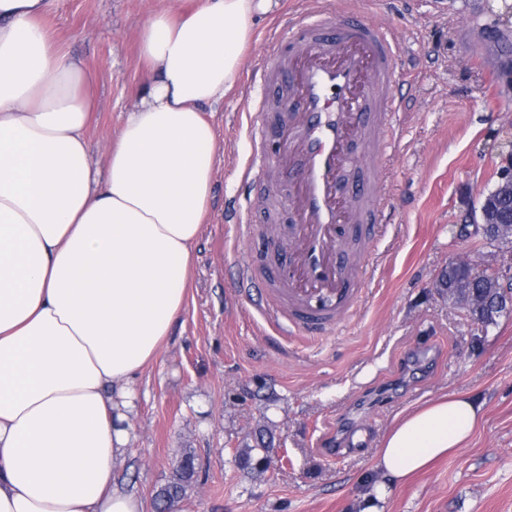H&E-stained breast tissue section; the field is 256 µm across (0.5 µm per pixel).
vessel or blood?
Returning <instances> with one entry per match:
<instances>
[{
    "instance_id": "1",
    "label": "vessel or blood",
    "mask_w": 512,
    "mask_h": 512,
    "mask_svg": "<svg viewBox=\"0 0 512 512\" xmlns=\"http://www.w3.org/2000/svg\"><path fill=\"white\" fill-rule=\"evenodd\" d=\"M402 47L387 29L321 6L281 30L258 73L262 84L284 83L271 111L254 112L245 174L294 164L284 192L292 228L289 262L277 275L250 273L282 328L325 334L344 324L361 301L374 261L367 225L385 221L388 195L379 172L400 146L391 115ZM281 139L277 155L266 135ZM371 155L361 166L359 154Z\"/></svg>"
}]
</instances>
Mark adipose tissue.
I'll use <instances>...</instances> for the list:
<instances>
[{
	"label": "adipose tissue",
	"mask_w": 512,
	"mask_h": 512,
	"mask_svg": "<svg viewBox=\"0 0 512 512\" xmlns=\"http://www.w3.org/2000/svg\"><path fill=\"white\" fill-rule=\"evenodd\" d=\"M53 0H0V512H143L113 482L137 373L185 309L210 209L205 109L231 91L273 0H183L139 33L135 107L90 160L88 65L64 50ZM464 395L406 412L376 453L401 482L462 447Z\"/></svg>",
	"instance_id": "obj_1"
}]
</instances>
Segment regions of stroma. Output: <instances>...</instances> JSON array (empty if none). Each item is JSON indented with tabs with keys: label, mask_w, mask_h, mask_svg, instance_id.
I'll return each mask as SVG.
<instances>
[{
	"label": "stroma",
	"mask_w": 512,
	"mask_h": 512,
	"mask_svg": "<svg viewBox=\"0 0 512 512\" xmlns=\"http://www.w3.org/2000/svg\"><path fill=\"white\" fill-rule=\"evenodd\" d=\"M310 0H277L256 14L243 69L207 118L217 163L210 215L193 249L186 306L158 355L135 380L126 453L114 464L144 512L192 451L197 478L172 512H367L381 483L376 452L397 417L443 395L464 394L482 409L463 447L402 482L379 512H512V313L481 327L436 286L457 256L482 265L512 261V244L487 243L463 213L495 186L501 151L512 145V19L503 0H358L366 19L391 29L404 54L399 88L408 111L388 163L389 221L352 318L309 338L284 336L258 296L242 287L248 266L286 232L287 212L264 202L284 171L244 185L251 153L247 115L274 97L254 76L285 19ZM180 0H54L50 22L65 49L95 77L98 110L88 130L91 162L103 166L140 80L137 38L156 11ZM256 201L251 231L224 222V203ZM359 423L367 448L328 459L318 440L338 441ZM267 447L264 471L238 455Z\"/></svg>",
	"instance_id": "obj_1"
}]
</instances>
